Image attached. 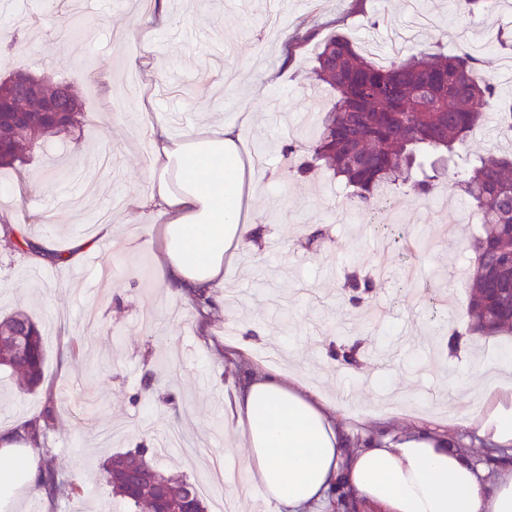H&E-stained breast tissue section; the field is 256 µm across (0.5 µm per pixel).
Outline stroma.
<instances>
[{
  "instance_id": "1",
  "label": "stroma",
  "mask_w": 512,
  "mask_h": 512,
  "mask_svg": "<svg viewBox=\"0 0 512 512\" xmlns=\"http://www.w3.org/2000/svg\"><path fill=\"white\" fill-rule=\"evenodd\" d=\"M148 2L115 11L110 0H31L27 16L16 0H0V78L23 70L68 82L85 115L17 169H0V226L25 225L62 249L99 225L114 228L109 250L65 271L0 249V313L25 310L41 324L56 404L48 445L84 486L81 496L50 507L17 482L9 512H130L108 494L105 458L159 447L173 428L190 446L155 456V467L186 476L206 506L238 512L243 486L207 481L216 463H237L224 427V362L210 345L229 320L237 337L249 326L263 331L252 346L255 360L275 348L281 368L303 372L362 419L410 395L424 418L461 416L488 384L500 348L512 351V335L477 340L466 333L465 274L481 227L469 223L473 209L453 177L443 178L426 205L400 197L347 216L342 187L322 171L292 178L280 151L293 139L312 144L313 130L301 119L334 99L313 74L317 43L284 61L283 42L297 28L346 33L379 62L438 41L452 50L465 38L492 77L503 59L494 37L512 26V0H490L475 15L426 0L421 12L433 24L417 29L410 0H167L174 24L157 30L145 51L138 32ZM80 23L87 36H74ZM143 56L159 79L135 66ZM100 72L108 85L97 81ZM160 123L175 135L234 123L247 148L276 145L256 173L255 226L224 278L238 303L206 322L182 294L139 272L158 262L159 229L129 219L128 201L152 190L151 128ZM353 273L371 280L358 305L345 286ZM149 371L157 382L146 398L140 388ZM457 377L468 378L466 390L453 392L450 403L431 401L452 392ZM168 395L175 407L164 404ZM45 396L0 378V428L39 415Z\"/></svg>"
}]
</instances>
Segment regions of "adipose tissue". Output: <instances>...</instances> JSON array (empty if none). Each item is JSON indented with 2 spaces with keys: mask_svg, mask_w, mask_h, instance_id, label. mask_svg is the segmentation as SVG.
Returning a JSON list of instances; mask_svg holds the SVG:
<instances>
[{
  "mask_svg": "<svg viewBox=\"0 0 512 512\" xmlns=\"http://www.w3.org/2000/svg\"><path fill=\"white\" fill-rule=\"evenodd\" d=\"M156 166L149 197H130L132 215L150 212L162 228L157 277L181 294L204 291L212 311L248 232V211L259 189L239 132L226 124L177 138L152 130ZM100 225L66 249L50 238L28 239L23 258L68 269L111 238ZM228 373L225 426L244 454L242 480L260 490L271 512H305L338 490L355 512H512V365L459 420L417 419L412 430H390L388 418L353 426L341 405L298 372L250 360L244 345L215 346ZM491 449L477 460L473 448ZM35 484L38 458L16 433L0 429V488L16 475Z\"/></svg>",
  "mask_w": 512,
  "mask_h": 512,
  "instance_id": "ef3b65f1",
  "label": "adipose tissue"
}]
</instances>
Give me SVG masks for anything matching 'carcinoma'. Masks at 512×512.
<instances>
[{"label":"carcinoma","mask_w":512,"mask_h":512,"mask_svg":"<svg viewBox=\"0 0 512 512\" xmlns=\"http://www.w3.org/2000/svg\"><path fill=\"white\" fill-rule=\"evenodd\" d=\"M318 35L301 28L284 41L291 57ZM316 80L334 91L335 101L318 113L310 158L291 175L307 178L323 166L348 190L349 207L372 210L397 198L402 189L428 197L439 184L436 160L457 155L460 145L485 122L512 133V103L502 102L492 78L485 75L481 59L468 47L454 54L421 51L395 57L382 65L373 61L346 34L336 32L318 45ZM30 143L6 147L0 168L11 167L56 133L53 118L40 112L27 116ZM455 184L481 216L483 233L473 244L470 301L480 303L487 288H511L512 267L490 258L493 250L512 248V153L474 156ZM0 327L26 337L27 348L15 349L14 337L0 340V369L18 381L20 391L32 393L43 386L46 352L34 317L17 310L0 316ZM489 334L512 330V316L489 317ZM53 397L40 416L21 426V439L40 457L33 491L50 500L83 492L73 475L48 459L42 446L53 426ZM150 448H134L111 455L103 466L110 494L127 505H142L150 512H205L196 485L187 479L156 470Z\"/></svg>","instance_id":"1"}]
</instances>
